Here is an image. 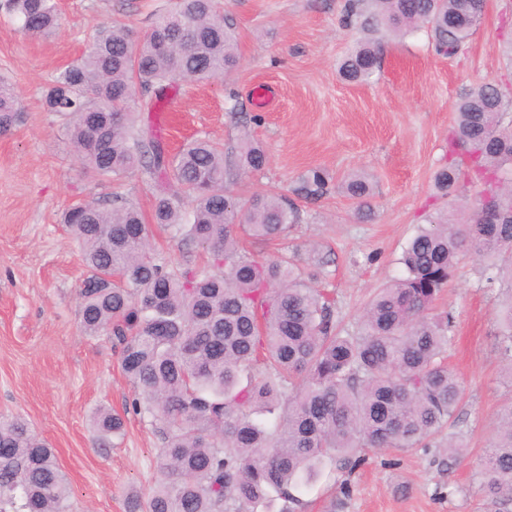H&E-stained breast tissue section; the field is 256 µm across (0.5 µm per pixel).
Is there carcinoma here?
<instances>
[{
    "mask_svg": "<svg viewBox=\"0 0 512 512\" xmlns=\"http://www.w3.org/2000/svg\"><path fill=\"white\" fill-rule=\"evenodd\" d=\"M33 36L60 27L55 0H6ZM484 0H347L345 21L361 33L339 65L342 77L368 82L380 67L373 35L421 26L437 53L457 55L484 13ZM239 66L234 24L216 0H177L133 48L126 25L98 24L83 55L60 70L46 96L68 121L81 167L120 180L140 172L155 186L152 220L177 241L181 261L157 253L137 204L114 194L83 200L63 214L89 270L79 291L80 325L108 335L135 387V412L150 418L161 446L146 499L127 512H293L295 491L326 464L357 466L369 449L437 447L461 399L445 354L453 315L433 305L463 250L486 263L487 282L512 283V114L496 84L469 89L454 109L448 156L435 185L448 208L428 218L405 247V274L369 301L355 332L341 331L318 286L326 262L311 251L304 277L291 257L259 260L243 246L285 238L298 207L255 192L242 204L224 194L234 171L268 162L245 132L232 160L206 138L173 156L130 104L160 99L173 79L220 78ZM17 92L0 80V129L17 118ZM492 185L497 223L454 195L468 174ZM343 193L361 211L373 186L349 174ZM330 193L319 169L297 181L298 198ZM189 200L192 210L184 208ZM501 350L511 363L512 296L500 314ZM94 443L124 434L121 416L98 409ZM483 512H512V405L504 409L482 460ZM71 490L56 456L29 423L0 417V512H71ZM286 506L274 510L275 502Z\"/></svg>",
    "mask_w": 512,
    "mask_h": 512,
    "instance_id": "carcinoma-1",
    "label": "carcinoma"
}]
</instances>
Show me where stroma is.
I'll return each mask as SVG.
<instances>
[{
  "label": "stroma",
  "instance_id": "obj_1",
  "mask_svg": "<svg viewBox=\"0 0 512 512\" xmlns=\"http://www.w3.org/2000/svg\"><path fill=\"white\" fill-rule=\"evenodd\" d=\"M174 0H56L62 29L28 35L0 7V78L18 90L19 122L0 131V415L25 418L54 449L70 488L73 512H126L129 498L153 484L158 439L134 413L135 389L106 337L80 327L79 291L86 269L61 218L73 202L119 192L150 212L154 187L135 173L115 183L84 171L66 122L48 112L51 79L85 51L95 27L127 24L134 40ZM346 0H220L236 26L240 63L231 74L197 82L173 80L149 117L169 151L207 137L231 148L250 130L264 146V169L227 177L224 191L292 194L310 168L333 183L351 172L372 176V219L360 218L340 192L302 205V220L284 245L316 246L328 262L323 288L336 323L356 329L370 298L402 274L399 258L426 215L446 208L434 186L443 165L456 101L469 88L500 84L512 101V0H487L485 15L456 56L436 54L426 30L382 40L370 82L349 84L338 62L359 33L343 23ZM268 87L269 108L257 86ZM484 265L462 255L438 310H453L448 366L463 384L454 423L445 433L464 444L457 461L441 448L370 452L355 469L326 468L300 491L301 512H482L480 460L499 416L512 403V383L499 345L498 310L508 282L488 285ZM119 413L126 434L94 447L97 409Z\"/></svg>",
  "mask_w": 512,
  "mask_h": 512
}]
</instances>
